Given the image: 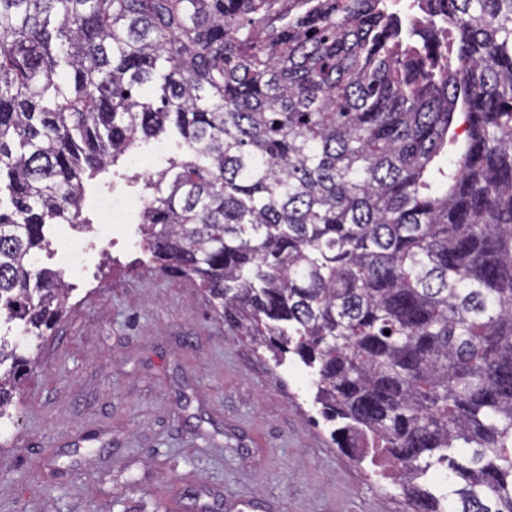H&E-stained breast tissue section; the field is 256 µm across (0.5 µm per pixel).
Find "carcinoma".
<instances>
[{
  "instance_id": "cac0c4a2",
  "label": "carcinoma",
  "mask_w": 512,
  "mask_h": 512,
  "mask_svg": "<svg viewBox=\"0 0 512 512\" xmlns=\"http://www.w3.org/2000/svg\"><path fill=\"white\" fill-rule=\"evenodd\" d=\"M168 131L159 269L412 512H512V0H0V423L66 313L50 226Z\"/></svg>"
}]
</instances>
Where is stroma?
<instances>
[{
	"instance_id": "stroma-1",
	"label": "stroma",
	"mask_w": 512,
	"mask_h": 512,
	"mask_svg": "<svg viewBox=\"0 0 512 512\" xmlns=\"http://www.w3.org/2000/svg\"><path fill=\"white\" fill-rule=\"evenodd\" d=\"M163 153H155L156 144ZM85 183L88 249L65 317L0 426V512H410L398 485L334 444L295 359L276 364L162 274L137 228L103 236L99 194L149 196L179 138L139 139Z\"/></svg>"
}]
</instances>
